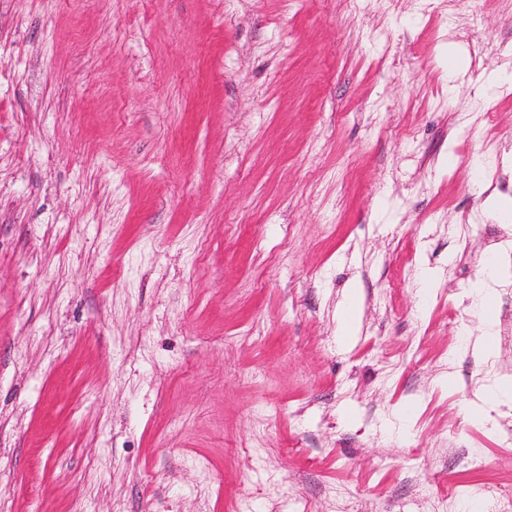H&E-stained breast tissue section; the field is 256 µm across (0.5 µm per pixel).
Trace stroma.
Segmentation results:
<instances>
[{
  "mask_svg": "<svg viewBox=\"0 0 512 512\" xmlns=\"http://www.w3.org/2000/svg\"><path fill=\"white\" fill-rule=\"evenodd\" d=\"M509 73L512 0H0V506L512 484ZM479 308L481 310V320L483 324V336H481V348L485 352H490L492 346V328L495 323V312L497 309V298L492 289H487L484 296L480 298Z\"/></svg>",
  "mask_w": 512,
  "mask_h": 512,
  "instance_id": "35a3bbf8",
  "label": "stroma"
}]
</instances>
